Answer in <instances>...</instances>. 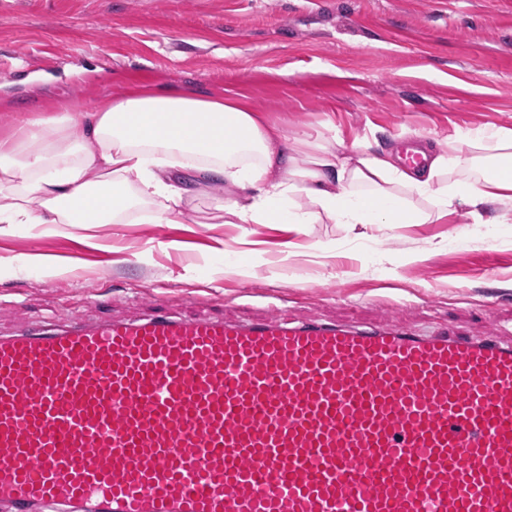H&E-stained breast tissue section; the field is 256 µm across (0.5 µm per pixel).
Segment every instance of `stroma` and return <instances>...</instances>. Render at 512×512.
Returning a JSON list of instances; mask_svg holds the SVG:
<instances>
[{
	"mask_svg": "<svg viewBox=\"0 0 512 512\" xmlns=\"http://www.w3.org/2000/svg\"><path fill=\"white\" fill-rule=\"evenodd\" d=\"M138 87L243 95L289 137L373 150L512 126V0H0V133ZM223 186L178 224H0V333L169 313L397 320L512 340V223L225 224ZM464 237V254L448 241ZM330 249L320 256L319 247ZM65 267L43 278L29 255Z\"/></svg>",
	"mask_w": 512,
	"mask_h": 512,
	"instance_id": "obj_1",
	"label": "stroma"
}]
</instances>
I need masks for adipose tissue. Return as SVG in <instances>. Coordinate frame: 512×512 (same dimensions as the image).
Segmentation results:
<instances>
[{
    "mask_svg": "<svg viewBox=\"0 0 512 512\" xmlns=\"http://www.w3.org/2000/svg\"><path fill=\"white\" fill-rule=\"evenodd\" d=\"M212 183L234 191L216 209L235 224H430L461 205L479 224L512 212V127L456 132L412 170L396 150L288 138L233 96L155 89L0 136V224H177Z\"/></svg>",
    "mask_w": 512,
    "mask_h": 512,
    "instance_id": "ef3b65f1",
    "label": "adipose tissue"
}]
</instances>
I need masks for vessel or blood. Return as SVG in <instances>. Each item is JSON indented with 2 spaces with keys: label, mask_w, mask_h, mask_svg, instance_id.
I'll list each match as a JSON object with an SVG mask.
<instances>
[{
  "label": "vessel or blood",
  "mask_w": 512,
  "mask_h": 512,
  "mask_svg": "<svg viewBox=\"0 0 512 512\" xmlns=\"http://www.w3.org/2000/svg\"><path fill=\"white\" fill-rule=\"evenodd\" d=\"M10 512H512V344L151 314L0 336Z\"/></svg>",
  "instance_id": "1"
}]
</instances>
